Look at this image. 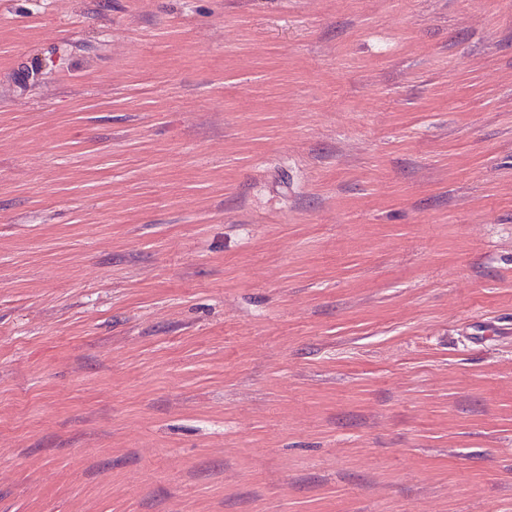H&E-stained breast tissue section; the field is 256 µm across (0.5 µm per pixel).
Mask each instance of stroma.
<instances>
[{
	"mask_svg": "<svg viewBox=\"0 0 512 512\" xmlns=\"http://www.w3.org/2000/svg\"><path fill=\"white\" fill-rule=\"evenodd\" d=\"M0 512H512V0H0Z\"/></svg>",
	"mask_w": 512,
	"mask_h": 512,
	"instance_id": "1",
	"label": "stroma"
}]
</instances>
